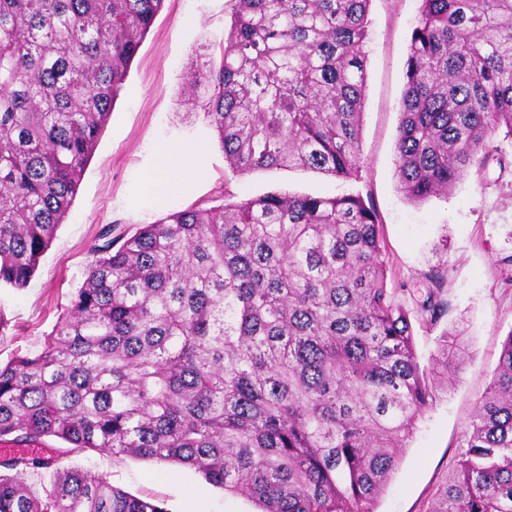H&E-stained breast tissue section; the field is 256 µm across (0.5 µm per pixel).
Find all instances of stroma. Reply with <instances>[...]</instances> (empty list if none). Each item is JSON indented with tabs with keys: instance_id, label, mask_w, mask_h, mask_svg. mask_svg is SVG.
<instances>
[{
	"instance_id": "1",
	"label": "stroma",
	"mask_w": 512,
	"mask_h": 512,
	"mask_svg": "<svg viewBox=\"0 0 512 512\" xmlns=\"http://www.w3.org/2000/svg\"><path fill=\"white\" fill-rule=\"evenodd\" d=\"M419 0H372L365 44L367 83L357 177L299 170L231 173L216 137L201 117L185 118L184 81L198 48L219 57L227 34L229 0H166L134 58L108 124L87 164L78 194L27 285L0 291L9 321L0 337V362L37 352L81 285L89 251L103 225L134 229L165 214L207 205L230 192L235 199L267 192L332 197L370 196L382 222L388 288L418 285L438 264L448 266L450 311L440 324L413 320L421 367H428L443 327H467L470 358L449 392L421 417L376 512H429L438 487L456 464L470 433L476 403L512 331V169L472 165L448 198L421 204L398 192L395 142L406 59ZM198 146L202 178L164 206L143 194L159 145ZM63 465L106 474L113 485L163 503L166 512H256L246 496H231L186 476L176 465L106 453L69 456Z\"/></svg>"
}]
</instances>
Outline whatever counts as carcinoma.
I'll use <instances>...</instances> for the list:
<instances>
[{"label": "carcinoma", "mask_w": 512, "mask_h": 512, "mask_svg": "<svg viewBox=\"0 0 512 512\" xmlns=\"http://www.w3.org/2000/svg\"><path fill=\"white\" fill-rule=\"evenodd\" d=\"M196 53L227 168L351 178L361 163L371 0H230ZM395 144L399 192L448 196L512 139V0H420ZM165 0H0V288L26 287L78 193ZM41 350L0 364V442L174 463L259 512H376L419 418L469 358L464 324L420 367L361 194L266 193L105 225ZM445 265L421 318L448 314ZM0 457V512H166L103 474ZM35 475L39 484L28 482ZM429 512H512V332L466 450Z\"/></svg>", "instance_id": "carcinoma-1"}]
</instances>
